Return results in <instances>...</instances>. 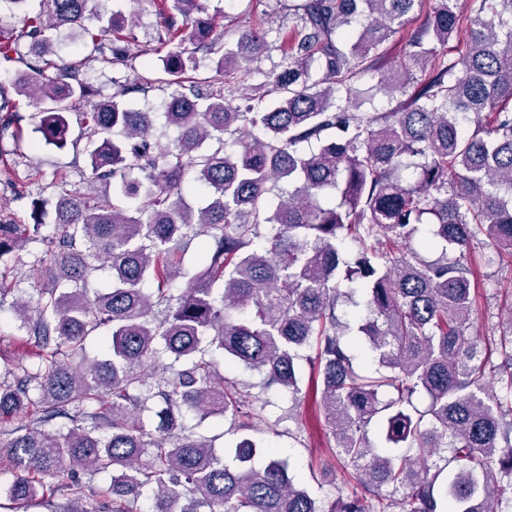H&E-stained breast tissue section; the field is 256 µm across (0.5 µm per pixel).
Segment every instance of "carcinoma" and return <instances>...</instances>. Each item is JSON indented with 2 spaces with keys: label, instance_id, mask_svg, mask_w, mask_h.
<instances>
[{
  "label": "carcinoma",
  "instance_id": "carcinoma-1",
  "mask_svg": "<svg viewBox=\"0 0 512 512\" xmlns=\"http://www.w3.org/2000/svg\"><path fill=\"white\" fill-rule=\"evenodd\" d=\"M0 1L11 5L0 13V62L23 65L0 84V129L26 140L20 97L38 107L34 132L46 145L67 147L72 119L83 121L94 136L88 183L102 189L93 204L61 191L51 235L43 199L31 200L30 224L0 210V267L16 272L38 242L30 275L51 280L36 300L14 303L39 351L34 367L0 370V418L18 422L0 448L11 473L0 498L52 507L60 495L68 503L55 512H134L150 489V512H504L512 315L509 332L483 345L470 335L465 259L482 235L512 263V0H478L473 16L460 0H293L281 69L243 107L226 93L267 47L265 32L249 27L228 44L201 0H169L149 48L155 73L107 98L81 78L85 62L56 60L57 35L74 32L86 59L111 67L128 59L134 20L98 0ZM423 8L424 22L407 29ZM463 29L465 49L445 58ZM402 31L398 71L361 88ZM204 58L215 75L201 76ZM157 86L173 88L164 117L179 135L166 146L153 138V113L128 100ZM396 94L388 112L361 111ZM190 179L207 191L198 207L185 197ZM345 236L358 243L349 260ZM197 237L189 271L182 244ZM435 248L434 261L420 254ZM106 267L111 287L89 292ZM355 288L368 296L357 335L373 373L354 365L338 315ZM102 329L105 355L90 358L84 342ZM312 346L342 479L328 505L250 435L251 395L216 362L260 371L295 400ZM189 416L228 417L237 438L221 455ZM58 417L72 426L41 429ZM375 420L404 453L372 447ZM80 470L112 474L93 509Z\"/></svg>",
  "mask_w": 512,
  "mask_h": 512
}]
</instances>
